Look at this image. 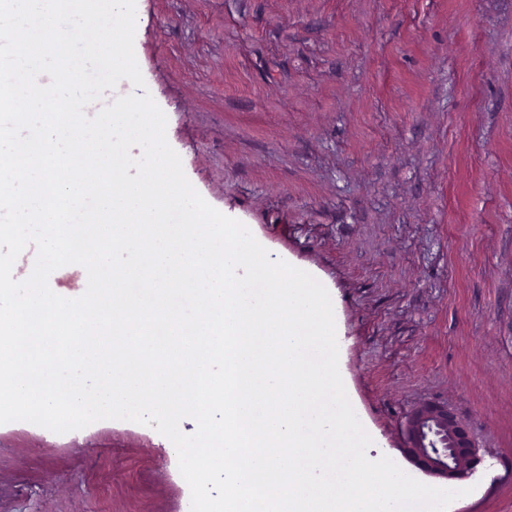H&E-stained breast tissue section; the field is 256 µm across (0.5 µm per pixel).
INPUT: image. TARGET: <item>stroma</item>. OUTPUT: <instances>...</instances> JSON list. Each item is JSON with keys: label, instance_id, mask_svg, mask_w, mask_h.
<instances>
[{"label": "stroma", "instance_id": "35a3bbf8", "mask_svg": "<svg viewBox=\"0 0 512 512\" xmlns=\"http://www.w3.org/2000/svg\"><path fill=\"white\" fill-rule=\"evenodd\" d=\"M135 6L136 60L189 182L329 292L368 455L463 490L448 512H512V0ZM422 402L469 428L470 478L409 459ZM189 496L151 427L0 424V512H185Z\"/></svg>", "mask_w": 512, "mask_h": 512}]
</instances>
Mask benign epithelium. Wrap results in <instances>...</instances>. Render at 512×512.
I'll list each match as a JSON object with an SVG mask.
<instances>
[{"label": "benign epithelium", "instance_id": "benign-epithelium-1", "mask_svg": "<svg viewBox=\"0 0 512 512\" xmlns=\"http://www.w3.org/2000/svg\"><path fill=\"white\" fill-rule=\"evenodd\" d=\"M404 433L412 461L428 475L466 479L483 461L467 428L444 404L415 407L406 417Z\"/></svg>", "mask_w": 512, "mask_h": 512}]
</instances>
